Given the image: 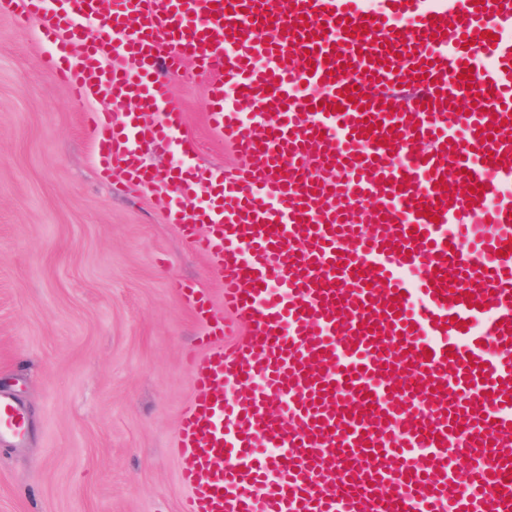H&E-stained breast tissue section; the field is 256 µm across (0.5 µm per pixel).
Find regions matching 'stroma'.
<instances>
[{
	"label": "stroma",
	"mask_w": 512,
	"mask_h": 512,
	"mask_svg": "<svg viewBox=\"0 0 512 512\" xmlns=\"http://www.w3.org/2000/svg\"><path fill=\"white\" fill-rule=\"evenodd\" d=\"M42 21L0 7V392L30 421L26 447L0 444V512H182L173 452L193 397L203 325L184 301L212 263L177 225L169 196L103 176L76 101L44 68ZM206 77L185 63L170 84L209 168L236 156L210 128Z\"/></svg>",
	"instance_id": "1"
}]
</instances>
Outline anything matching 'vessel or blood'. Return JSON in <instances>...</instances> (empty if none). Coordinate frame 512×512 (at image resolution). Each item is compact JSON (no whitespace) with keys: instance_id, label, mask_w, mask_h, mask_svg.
Listing matches in <instances>:
<instances>
[{"instance_id":"vessel-or-blood-1","label":"vessel or blood","mask_w":512,"mask_h":512,"mask_svg":"<svg viewBox=\"0 0 512 512\" xmlns=\"http://www.w3.org/2000/svg\"><path fill=\"white\" fill-rule=\"evenodd\" d=\"M275 2L10 0L59 81L123 108L86 115L103 174L168 192L250 324L230 342L185 289L183 512H512V0ZM188 59L233 169L137 149L181 138ZM26 429L0 395V442Z\"/></svg>"}]
</instances>
